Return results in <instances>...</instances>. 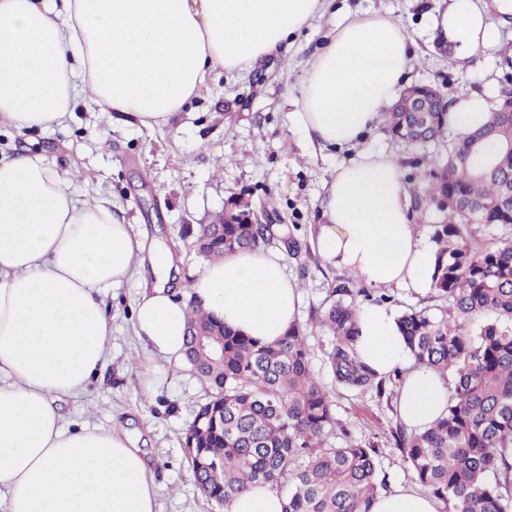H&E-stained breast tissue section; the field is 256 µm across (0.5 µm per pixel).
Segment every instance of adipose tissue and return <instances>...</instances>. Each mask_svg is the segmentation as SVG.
<instances>
[{
  "instance_id": "ef3b65f1",
  "label": "adipose tissue",
  "mask_w": 512,
  "mask_h": 512,
  "mask_svg": "<svg viewBox=\"0 0 512 512\" xmlns=\"http://www.w3.org/2000/svg\"><path fill=\"white\" fill-rule=\"evenodd\" d=\"M327 9V0H0V127L25 134L62 124L77 100L136 120L169 123L216 70L240 72ZM471 49L495 44L479 0H451L434 20ZM411 50L395 22L346 17L291 99L310 142L359 143L395 99ZM315 248L378 288L431 286L435 246L417 237L399 165L367 151L338 166L320 203ZM110 199H79L70 173L37 154L0 157V512H157L161 486L138 448L113 430L64 425L57 402L83 397L105 370L111 336L102 295L143 281L134 331L149 379L180 364L189 304L243 335L271 341L299 319L300 292L276 249L206 262L189 300L149 279ZM361 359L378 374L408 367L399 413L425 430L448 404L437 372L411 367L394 311L363 307ZM433 497L395 488L370 512H438Z\"/></svg>"
}]
</instances>
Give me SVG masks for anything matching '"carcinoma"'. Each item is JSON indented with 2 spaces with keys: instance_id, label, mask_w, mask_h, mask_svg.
<instances>
[{
  "instance_id": "cac0c4a2",
  "label": "carcinoma",
  "mask_w": 512,
  "mask_h": 512,
  "mask_svg": "<svg viewBox=\"0 0 512 512\" xmlns=\"http://www.w3.org/2000/svg\"><path fill=\"white\" fill-rule=\"evenodd\" d=\"M385 129L412 143L446 138V112H384ZM512 123L495 116L466 143L448 144V161L432 175L426 198L444 214L434 225L431 288L450 300L449 314L409 309L397 324L416 364L452 375L446 414L429 428L394 434L415 480L442 504V512H512V241L477 248L461 226L512 224L492 204L512 189ZM202 224L196 246L217 258L259 249L273 225ZM319 324L334 338L324 366L336 386L363 391L385 381L357 352L361 309L345 284ZM186 360L208 390L185 436L194 477L203 494L224 506L256 486L287 488L283 512H370L379 495L378 448L345 436L330 442L337 421L330 393L315 374L303 327L263 343L224 325L193 305Z\"/></svg>"
}]
</instances>
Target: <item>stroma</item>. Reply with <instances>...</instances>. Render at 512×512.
I'll return each mask as SVG.
<instances>
[{
    "mask_svg": "<svg viewBox=\"0 0 512 512\" xmlns=\"http://www.w3.org/2000/svg\"><path fill=\"white\" fill-rule=\"evenodd\" d=\"M448 3L333 0L323 16L288 38L275 58L241 72L217 71L169 124L150 130L82 103L61 125L48 130L20 136L0 127L1 156L28 151L41 154L57 171L78 168L81 175L74 186L80 198L105 194L131 234L149 233L169 248L178 266L173 282L177 297H184L185 285L206 263L192 246L199 225L223 211L228 198L252 200L262 223L293 227L300 253L285 262L300 290L299 322L307 330L312 365L334 401L341 431L332 441L339 444L348 436L378 444V476L390 486L417 485L392 436L401 425L398 387H389L383 398L371 390L348 391L337 387L323 367L334 338L318 320L331 302L330 292L341 282L355 289L364 288L365 282L316 253L319 205L337 166L360 149L382 151L396 159L406 186L414 190L409 217L415 233L431 239L441 213L418 192L444 162L446 148L395 141L379 125L360 145L313 148L295 126L285 101L298 96L306 71L339 16L368 13L398 23L406 33L413 57L405 85H432L452 104L477 94L498 105L512 93V9L502 0H481L499 41L473 52L442 39L435 30L434 18ZM382 293L391 296L390 307L397 312L426 308L438 314L451 308L448 299L431 290L392 286L371 291L375 297ZM139 295V283L132 279L105 296L112 329L105 378L94 384L90 398L61 401L63 422L121 427L138 437L162 486L157 512H224L197 489L183 446L184 433L206 399L205 389L186 368L171 366L153 393H145L141 369L132 361L141 348L133 330Z\"/></svg>",
    "mask_w": 512,
    "mask_h": 512,
    "instance_id": "stroma-1",
    "label": "stroma"
}]
</instances>
